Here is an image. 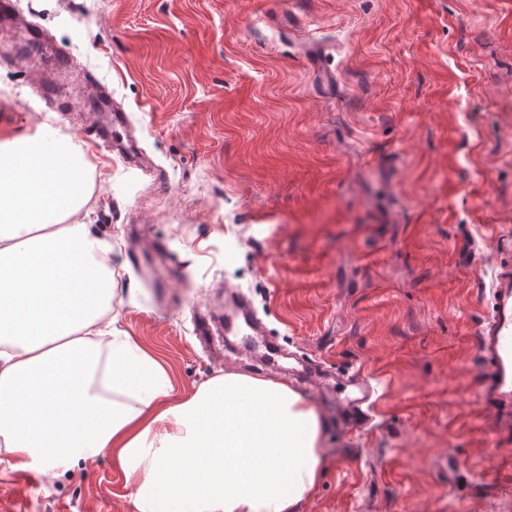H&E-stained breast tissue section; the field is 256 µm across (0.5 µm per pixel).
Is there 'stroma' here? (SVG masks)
<instances>
[{
    "label": "stroma",
    "mask_w": 512,
    "mask_h": 512,
    "mask_svg": "<svg viewBox=\"0 0 512 512\" xmlns=\"http://www.w3.org/2000/svg\"><path fill=\"white\" fill-rule=\"evenodd\" d=\"M93 73L164 174L85 143L79 217L112 244V315L166 368L171 401L232 364L192 334L196 308L246 292L269 336L373 388L325 422L323 476L299 512H512V443L479 401L492 245L512 240V0H21ZM48 112L0 60V142ZM162 240L153 288L129 225ZM0 512H136L108 458L11 467ZM351 386L353 387V396L346 401L348 412L355 417H361L362 415L367 416V413L363 410V406L370 399V384L365 379H361V382L353 383Z\"/></svg>",
    "instance_id": "1"
}]
</instances>
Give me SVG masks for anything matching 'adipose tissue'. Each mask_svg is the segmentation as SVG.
Here are the masks:
<instances>
[{"label": "adipose tissue", "instance_id": "ef3b65f1", "mask_svg": "<svg viewBox=\"0 0 512 512\" xmlns=\"http://www.w3.org/2000/svg\"><path fill=\"white\" fill-rule=\"evenodd\" d=\"M82 144L48 126L0 143V443L51 475L105 456L137 512H298L321 422L285 382L227 373L170 404L163 365L109 319V243L75 221Z\"/></svg>", "mask_w": 512, "mask_h": 512}]
</instances>
